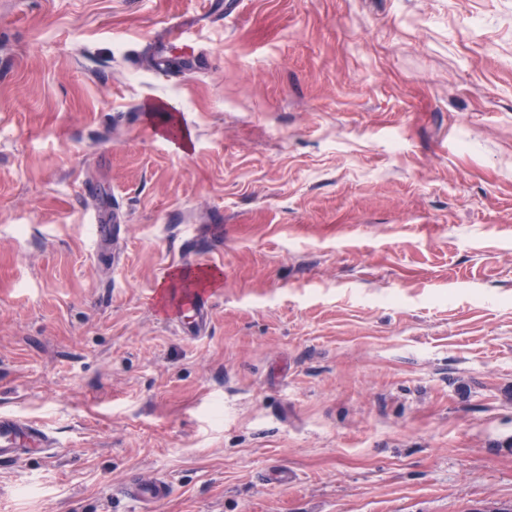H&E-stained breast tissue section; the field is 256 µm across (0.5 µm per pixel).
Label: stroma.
Listing matches in <instances>:
<instances>
[{
    "label": "stroma",
    "instance_id": "obj_1",
    "mask_svg": "<svg viewBox=\"0 0 512 512\" xmlns=\"http://www.w3.org/2000/svg\"><path fill=\"white\" fill-rule=\"evenodd\" d=\"M1 413L0 512H512V0H0ZM219 282L220 275L214 271L174 269L163 282L161 294L171 293L173 288H214ZM184 306L193 311L196 316L195 332L201 334L208 326L209 314L207 311L208 300L202 295H192L183 302ZM53 438L40 426L16 415H0V461L15 462L32 449L46 451ZM37 448H25L28 446ZM172 491L169 481L163 478H135L124 488L125 496L143 509L148 504L157 503L167 498Z\"/></svg>",
    "mask_w": 512,
    "mask_h": 512
}]
</instances>
